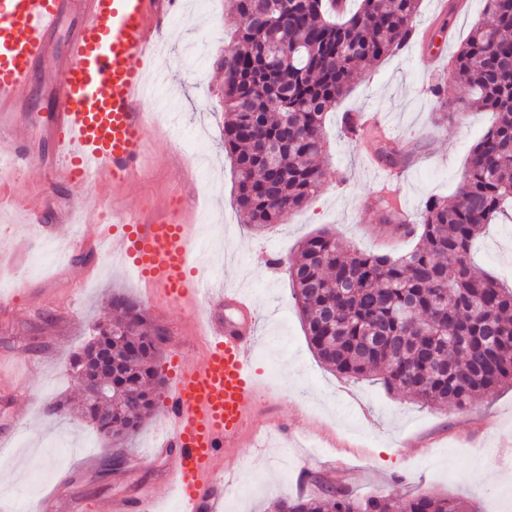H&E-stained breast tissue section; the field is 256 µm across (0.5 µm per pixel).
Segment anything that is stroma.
Masks as SVG:
<instances>
[{
    "label": "stroma",
    "instance_id": "35a3bbf8",
    "mask_svg": "<svg viewBox=\"0 0 512 512\" xmlns=\"http://www.w3.org/2000/svg\"><path fill=\"white\" fill-rule=\"evenodd\" d=\"M484 19L482 0H422L417 16L432 33L431 50H442L446 58ZM235 22L225 0H207L203 9L196 0H180L152 63L161 79L145 102L151 112L166 100L174 122L154 128L143 171L127 190L112 194L94 183L54 184L38 166L4 187L14 199L39 200L43 208L34 224L23 213L0 217V464L18 469L13 478L0 479V504L13 512H109L114 494L149 486L158 512H175L165 480L172 459L154 451L164 427L161 410L125 442L128 464L100 480L95 472L104 468L111 445L79 415L61 420L44 408L66 397L79 399L69 361L90 340L112 295L144 305L165 328L158 371L168 386L178 358H204L212 319L232 315L224 291L239 288L257 310L253 367L262 397L253 426L262 431L281 423L288 436L260 447L247 440L224 455L220 474L249 478L253 491L225 499L223 512H270L279 499L336 484L358 496L421 489L471 502L481 512H512V387H500L464 411L436 410L381 384L337 376L311 348L292 285L277 264L324 228L342 246L360 251L387 245L399 254L416 243L412 237L389 244L376 237L381 213L369 156L383 143L373 134L343 133L344 113H380L408 146L412 159L401 165L399 179L415 218L428 196H454L470 151L493 126L494 114L462 108L465 90L446 63L431 68L416 52L391 54L366 66L327 114L324 176L314 197L281 223L252 230L235 206V176L216 97L223 74L215 60ZM435 84L442 86V98L432 96ZM51 95L49 81L34 88L25 126L34 151L47 157L52 146L41 127ZM445 107L455 109V116L437 121ZM172 194L195 223H211L205 259L214 285L191 307L149 302L147 288L126 264L102 255L89 239L100 231L104 212L136 211ZM75 201L84 208L85 223L67 221ZM473 260L478 270L512 283V219L485 227Z\"/></svg>",
    "mask_w": 512,
    "mask_h": 512
}]
</instances>
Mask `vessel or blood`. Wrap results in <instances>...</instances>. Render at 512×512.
I'll list each match as a JSON object with an SVG mask.
<instances>
[{
  "label": "vessel or blood",
  "mask_w": 512,
  "mask_h": 512,
  "mask_svg": "<svg viewBox=\"0 0 512 512\" xmlns=\"http://www.w3.org/2000/svg\"><path fill=\"white\" fill-rule=\"evenodd\" d=\"M175 5L176 0H0V160L19 172L33 162L23 127L28 96L46 77L44 64L66 22V51L50 76L49 178L80 184L102 176L113 190L130 186L149 143L148 64ZM378 180L396 215L406 217L393 169H383ZM112 222L118 253L153 293L173 306L198 299L186 209L165 200L113 215ZM224 302L240 313V321L215 327L202 361L180 363L163 410L166 435L156 448L174 453L167 483L178 512H221L224 483L217 463L246 438L260 392L253 375L252 307L236 291L225 292ZM151 504L147 493L120 495L111 509L150 512Z\"/></svg>",
  "instance_id": "1"
}]
</instances>
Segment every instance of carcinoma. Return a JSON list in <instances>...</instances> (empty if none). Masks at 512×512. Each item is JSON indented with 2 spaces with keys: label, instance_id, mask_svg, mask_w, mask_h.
I'll return each instance as SVG.
<instances>
[{
  "label": "carcinoma",
  "instance_id": "1",
  "mask_svg": "<svg viewBox=\"0 0 512 512\" xmlns=\"http://www.w3.org/2000/svg\"><path fill=\"white\" fill-rule=\"evenodd\" d=\"M420 0H229L234 43L218 59L224 78V152L236 177L243 223L278 224L314 195L323 171V120L361 70L402 50L415 35ZM491 22L474 25L451 59L467 105L494 126L472 148L457 201L428 198L420 242L410 251L364 252L322 232L284 262L309 343L326 368L373 379L429 408H469L512 385V289L471 260L484 226L512 201V0H484ZM113 316L71 362L78 373L112 350V407L82 396L98 435L120 441L154 411L161 327L139 305L111 299ZM274 512H477L422 490L359 498L341 486L320 498L285 497Z\"/></svg>",
  "mask_w": 512,
  "mask_h": 512
}]
</instances>
